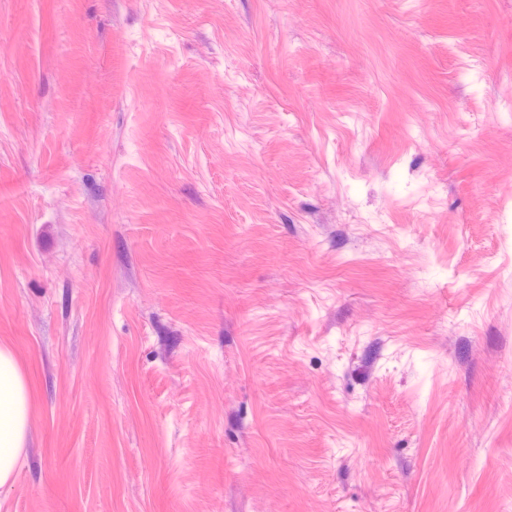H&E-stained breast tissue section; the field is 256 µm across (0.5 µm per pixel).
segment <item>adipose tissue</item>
I'll use <instances>...</instances> for the list:
<instances>
[{
  "instance_id": "obj_1",
  "label": "adipose tissue",
  "mask_w": 512,
  "mask_h": 512,
  "mask_svg": "<svg viewBox=\"0 0 512 512\" xmlns=\"http://www.w3.org/2000/svg\"><path fill=\"white\" fill-rule=\"evenodd\" d=\"M28 444V392L24 371L0 345V488L8 485Z\"/></svg>"
}]
</instances>
